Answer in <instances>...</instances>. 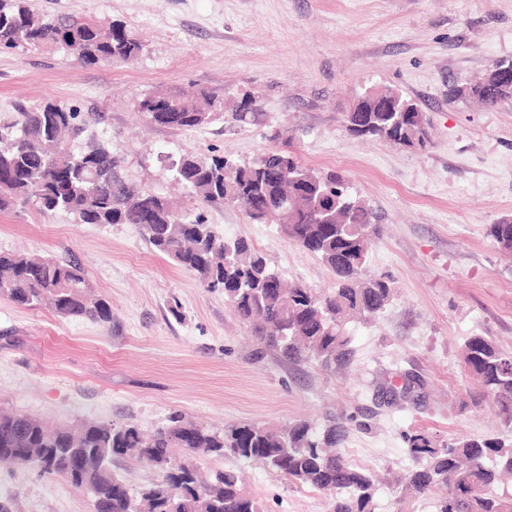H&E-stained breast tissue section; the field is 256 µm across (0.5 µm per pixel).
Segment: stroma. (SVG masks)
Returning a JSON list of instances; mask_svg holds the SVG:
<instances>
[{
	"label": "stroma",
	"mask_w": 512,
	"mask_h": 512,
	"mask_svg": "<svg viewBox=\"0 0 512 512\" xmlns=\"http://www.w3.org/2000/svg\"><path fill=\"white\" fill-rule=\"evenodd\" d=\"M41 17L118 24L143 49L129 65H88L62 48L0 49V119L17 104L93 112L89 131L123 160L122 174L223 235L263 252L285 282L332 287L334 275L277 225L228 204L192 199L167 156L198 152L249 162L292 148L302 164L350 181L383 226L369 274L394 290L386 309L348 325L350 360L331 371L260 352L223 292L157 254L130 224H79L62 211L0 214V252L81 264L112 320H62L46 306L0 296V411L52 425L98 422L145 432L180 413L213 429L281 427L350 414L341 450L379 477L377 512H436L434 494L403 495L414 465L404 436L437 443L493 435L501 424L468 376L465 340L492 337L512 353V257L486 235L512 215V102L452 101L448 86L512 59V0H27ZM224 102L197 129L149 125L151 93L188 88ZM374 87L414 100L430 126L426 149L361 138L343 112ZM256 113L235 121L243 99ZM417 392L381 403L400 375ZM208 473L240 470L266 512H332L328 495L243 460L208 457ZM0 512H92L67 480L0 467Z\"/></svg>",
	"instance_id": "stroma-1"
}]
</instances>
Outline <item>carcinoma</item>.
Segmentation results:
<instances>
[{
    "label": "carcinoma",
    "instance_id": "cac0c4a2",
    "mask_svg": "<svg viewBox=\"0 0 512 512\" xmlns=\"http://www.w3.org/2000/svg\"><path fill=\"white\" fill-rule=\"evenodd\" d=\"M60 46L91 64L133 62L142 50L138 38L118 25L108 27L58 16L34 15L26 0H0V47ZM492 64L476 83H454L448 98L475 99L496 106L512 100V87L499 88ZM201 93H157L139 102L149 124L200 128L224 114V101ZM407 112H387L372 99L343 114L345 128L358 136L423 150L429 144L427 119L417 104L399 98ZM93 115L48 102L20 106L0 120V213L33 207L64 210L79 224H132L161 255L194 273L207 289L224 298L268 352L292 365L331 370L352 351L348 320L368 321L389 304L392 288L365 274L369 240L382 234L371 209L350 192L336 173L303 167L290 150H272L248 164L194 153L174 164L175 179L202 204L239 207L256 223L278 215L288 241L328 266L333 288L317 291L302 283L285 287L264 255L246 240L227 239L200 215L178 213L161 196L148 193L121 174L122 159L112 147L86 135ZM489 236L512 252V217L490 225ZM0 295L28 308L49 304L57 317L108 323L112 310L97 295L82 266L49 256L0 254ZM468 375L495 403L509 437L462 436L437 445L424 433L405 434L416 466L400 479L420 494L444 489L437 512H512V495L498 492L512 475V353L488 337L473 335L462 347ZM353 417H326L319 424L298 420L280 430L259 423L213 430L182 415L150 434L134 425L81 423L48 427L29 416L0 414V462L40 475L66 479L87 492L94 512H265L232 469L204 479L200 457L246 460L289 482L331 497L332 512H376V478L347 462L339 448ZM181 448L177 460L171 449ZM130 456L159 470V478L137 492L111 470L112 457Z\"/></svg>",
    "mask_w": 512,
    "mask_h": 512
}]
</instances>
